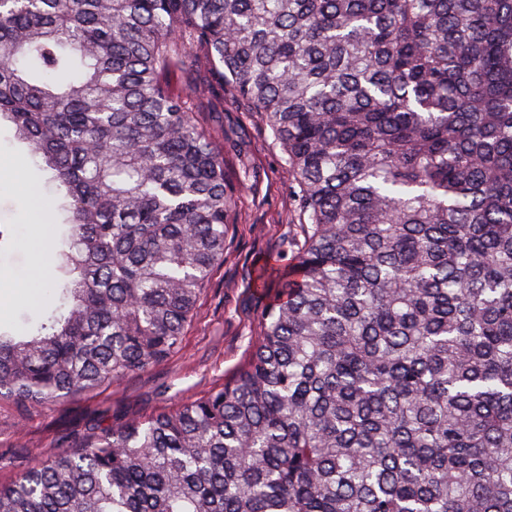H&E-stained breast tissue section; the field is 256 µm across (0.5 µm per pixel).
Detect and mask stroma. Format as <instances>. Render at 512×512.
<instances>
[{"label": "stroma", "instance_id": "35a3bbf8", "mask_svg": "<svg viewBox=\"0 0 512 512\" xmlns=\"http://www.w3.org/2000/svg\"><path fill=\"white\" fill-rule=\"evenodd\" d=\"M204 119L222 134L219 144L237 201L226 226L224 261L184 329L180 350L49 409L0 399L1 481L38 464L60 442L78 445L100 411L115 419L150 417L219 388L247 359L270 301L256 291L253 278L295 263L303 227L283 150L263 115L228 98L222 111L205 113ZM0 165L32 188L23 198L10 180L0 179V285L12 293L0 311V334L22 337L35 333L59 305V294L45 276V230L62 224L64 213L47 209L45 200L55 188L6 125L0 127Z\"/></svg>", "mask_w": 512, "mask_h": 512}]
</instances>
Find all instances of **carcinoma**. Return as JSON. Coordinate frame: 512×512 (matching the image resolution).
<instances>
[{
	"label": "carcinoma",
	"mask_w": 512,
	"mask_h": 512,
	"mask_svg": "<svg viewBox=\"0 0 512 512\" xmlns=\"http://www.w3.org/2000/svg\"><path fill=\"white\" fill-rule=\"evenodd\" d=\"M226 93L304 221L246 363L94 424L0 512H512V0H0V120L69 199L73 275L0 335V397L181 347L236 207L201 116Z\"/></svg>",
	"instance_id": "cac0c4a2"
}]
</instances>
